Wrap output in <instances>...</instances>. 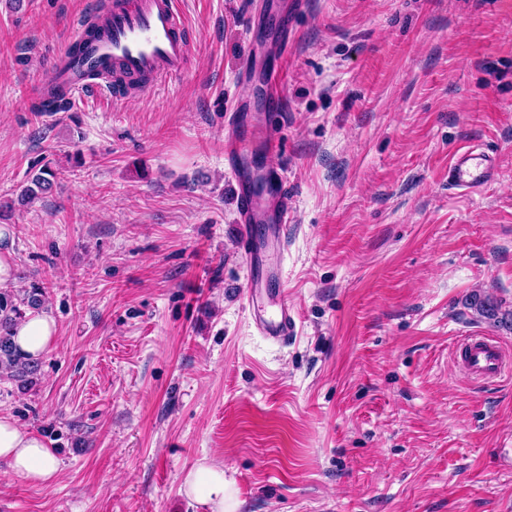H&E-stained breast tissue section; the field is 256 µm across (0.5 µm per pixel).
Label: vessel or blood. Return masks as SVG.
Listing matches in <instances>:
<instances>
[{
	"mask_svg": "<svg viewBox=\"0 0 512 512\" xmlns=\"http://www.w3.org/2000/svg\"><path fill=\"white\" fill-rule=\"evenodd\" d=\"M105 18L108 36L82 43L77 50L64 47L52 62L47 82L61 85L68 99L102 91L115 71L138 80L135 92L139 95L150 93L167 78L186 71L189 44L180 0H113ZM254 135V130L240 129L224 136V162L236 184L237 240L252 267L263 262L255 244V224H269L282 239L293 212L287 177L279 167L267 171V200H260L253 192L244 158ZM496 176L495 159L473 147L456 153L448 169L449 185L464 193L478 192ZM252 320L262 336L273 340L291 336L296 321L287 288H278L271 298L270 310L254 313ZM458 351L461 370L470 379L495 380L512 371L502 347L491 338L462 337Z\"/></svg>",
	"mask_w": 512,
	"mask_h": 512,
	"instance_id": "vessel-or-blood-1",
	"label": "vessel or blood"
}]
</instances>
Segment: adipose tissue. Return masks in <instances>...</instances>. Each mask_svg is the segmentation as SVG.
Returning a JSON list of instances; mask_svg holds the SVG:
<instances>
[{"label":"adipose tissue","mask_w":512,"mask_h":512,"mask_svg":"<svg viewBox=\"0 0 512 512\" xmlns=\"http://www.w3.org/2000/svg\"><path fill=\"white\" fill-rule=\"evenodd\" d=\"M57 339L53 316L40 309L29 312L17 325L13 342L24 359L37 361L55 348ZM0 459L8 462L15 475L33 482L49 485L57 478L58 466L46 442L6 417H0ZM184 485L211 512L239 508L235 483L223 469L199 466L187 474Z\"/></svg>","instance_id":"1"}]
</instances>
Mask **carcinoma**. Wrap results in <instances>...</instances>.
Returning a JSON list of instances; mask_svg holds the SVG:
<instances>
[{
  "label": "carcinoma",
  "mask_w": 512,
  "mask_h": 512,
  "mask_svg": "<svg viewBox=\"0 0 512 512\" xmlns=\"http://www.w3.org/2000/svg\"><path fill=\"white\" fill-rule=\"evenodd\" d=\"M67 106L68 99L65 92L60 88H54L42 94L39 101L34 104V109L38 112H57ZM56 178V171L51 166L44 165L38 172L29 175L15 203L25 207L50 193ZM43 294L44 289L36 285L24 290L21 295L10 290L0 291V375L5 374L10 378L26 382L28 377L38 369L36 362L24 361L20 358L13 346L12 330L17 321L25 316L27 310L42 306ZM470 306L488 319L498 318L499 306L487 297L472 295Z\"/></svg>",
  "instance_id": "1"
}]
</instances>
